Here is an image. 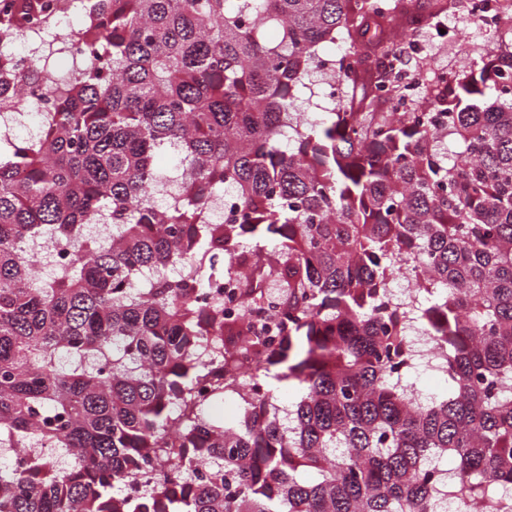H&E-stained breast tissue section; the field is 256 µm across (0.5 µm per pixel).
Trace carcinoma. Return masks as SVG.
I'll return each instance as SVG.
<instances>
[{"instance_id": "cac0c4a2", "label": "carcinoma", "mask_w": 512, "mask_h": 512, "mask_svg": "<svg viewBox=\"0 0 512 512\" xmlns=\"http://www.w3.org/2000/svg\"><path fill=\"white\" fill-rule=\"evenodd\" d=\"M79 2L70 74L0 42V110L38 109L33 84L54 105L0 133V455L40 444L0 467V512H512V38L390 112L407 0ZM37 10L43 36L38 0L0 30ZM339 41L346 105L291 120ZM233 268L244 306L278 297L277 343L201 300ZM412 325L441 398L406 384ZM280 365L300 390L283 416ZM228 394L234 429L208 417Z\"/></svg>"}]
</instances>
